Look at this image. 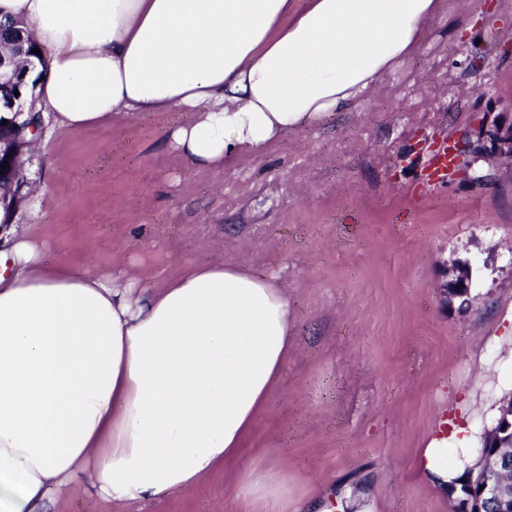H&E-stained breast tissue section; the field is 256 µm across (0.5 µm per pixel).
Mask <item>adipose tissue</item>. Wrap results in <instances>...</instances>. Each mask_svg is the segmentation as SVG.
<instances>
[{"label": "adipose tissue", "mask_w": 512, "mask_h": 512, "mask_svg": "<svg viewBox=\"0 0 512 512\" xmlns=\"http://www.w3.org/2000/svg\"><path fill=\"white\" fill-rule=\"evenodd\" d=\"M439 0H0L32 24L28 76L45 126L182 110L169 135L194 169L262 150L355 106L408 60ZM288 295L243 264H188L162 285L52 265L28 225L0 235V512H55L89 475L122 507L180 496L235 459L288 358ZM469 433L431 438L437 489L478 470ZM456 454L455 466L445 464ZM243 503L288 512L254 469Z\"/></svg>", "instance_id": "ef3b65f1"}]
</instances>
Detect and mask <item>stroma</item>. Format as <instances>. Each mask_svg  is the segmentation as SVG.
I'll return each instance as SVG.
<instances>
[{
	"instance_id": "stroma-1",
	"label": "stroma",
	"mask_w": 512,
	"mask_h": 512,
	"mask_svg": "<svg viewBox=\"0 0 512 512\" xmlns=\"http://www.w3.org/2000/svg\"><path fill=\"white\" fill-rule=\"evenodd\" d=\"M186 113L54 132L23 199L50 263L143 272L243 261L287 288L288 361L237 461L180 498L117 510L84 482L60 512H246L241 476L274 467L302 501L336 484L376 512H452L416 472L441 421L485 434L512 397V164L484 132L512 118V0H441L413 59L349 111L199 172L170 146ZM478 149L440 177L434 147ZM472 267L469 304L440 294Z\"/></svg>"
}]
</instances>
